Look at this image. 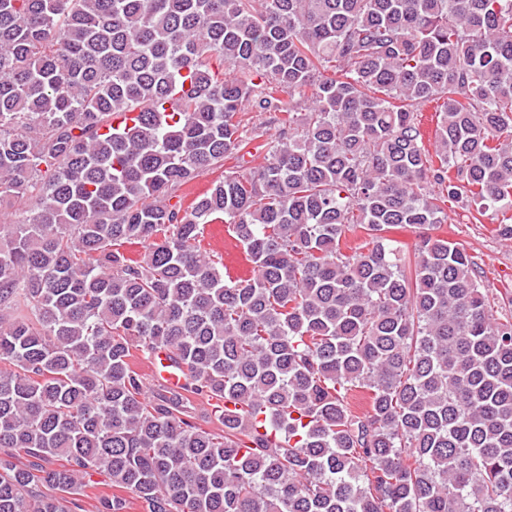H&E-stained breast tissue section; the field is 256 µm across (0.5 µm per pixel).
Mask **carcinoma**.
Instances as JSON below:
<instances>
[{"instance_id":"cac0c4a2","label":"carcinoma","mask_w":512,"mask_h":512,"mask_svg":"<svg viewBox=\"0 0 512 512\" xmlns=\"http://www.w3.org/2000/svg\"><path fill=\"white\" fill-rule=\"evenodd\" d=\"M3 199L0 512H512V0H0ZM246 161H249V163H243V164H236V161L234 160H228L225 162L224 167L221 169H218L216 171L209 172L207 174H204L200 177H198L194 183L192 184V190L194 192H202L206 190L211 182H213L216 179H222L224 178V170H230V171H238L239 174H246L249 172V168L258 166L261 164L263 160V155L260 157L250 158L248 156L245 157ZM236 165H240L241 167H236ZM501 218L500 212L490 209L479 223L467 211L455 209L437 231L468 247L482 268L483 285L490 296L512 289V241L502 240L495 232ZM224 224H205L204 245L207 249L223 254L224 261L232 266L236 254L240 250L234 246L233 240L228 236Z\"/></svg>"}]
</instances>
